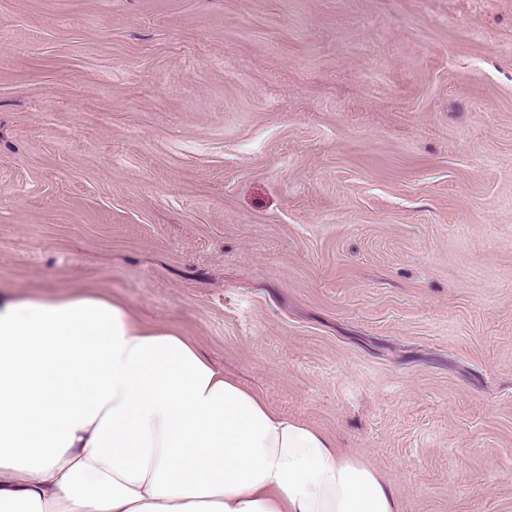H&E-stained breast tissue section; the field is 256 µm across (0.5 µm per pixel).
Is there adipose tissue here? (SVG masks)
Listing matches in <instances>:
<instances>
[{
  "label": "adipose tissue",
  "mask_w": 512,
  "mask_h": 512,
  "mask_svg": "<svg viewBox=\"0 0 512 512\" xmlns=\"http://www.w3.org/2000/svg\"><path fill=\"white\" fill-rule=\"evenodd\" d=\"M0 512H398L393 489L168 325L0 295Z\"/></svg>",
  "instance_id": "ef3b65f1"
}]
</instances>
